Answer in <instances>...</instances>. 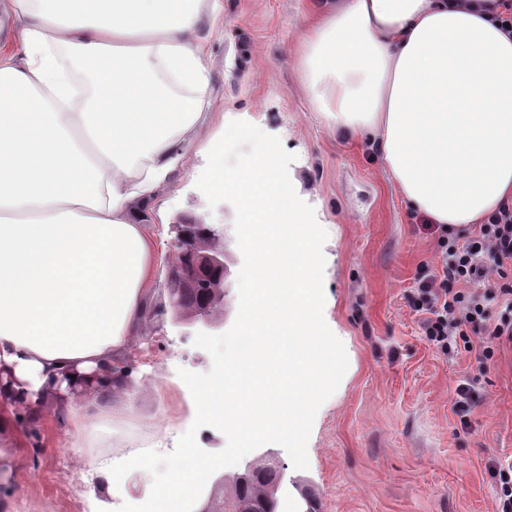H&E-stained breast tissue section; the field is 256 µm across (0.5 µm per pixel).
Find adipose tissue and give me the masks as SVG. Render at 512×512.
I'll return each instance as SVG.
<instances>
[{
  "label": "adipose tissue",
  "mask_w": 512,
  "mask_h": 512,
  "mask_svg": "<svg viewBox=\"0 0 512 512\" xmlns=\"http://www.w3.org/2000/svg\"><path fill=\"white\" fill-rule=\"evenodd\" d=\"M500 0H319L297 66L327 124L365 134L410 208L481 223L512 202V34ZM222 0H0V466L15 410L59 392L72 443L101 419L69 389L143 315L140 205L207 118Z\"/></svg>",
  "instance_id": "adipose-tissue-1"
}]
</instances>
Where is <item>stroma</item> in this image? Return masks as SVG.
<instances>
[{"label":"stroma","mask_w":512,"mask_h":512,"mask_svg":"<svg viewBox=\"0 0 512 512\" xmlns=\"http://www.w3.org/2000/svg\"><path fill=\"white\" fill-rule=\"evenodd\" d=\"M223 4L222 32L209 46V120L184 146L169 187L141 208L158 251L146 308L169 303L172 225L223 229L231 270L240 271L235 210L226 202L209 207L196 182L216 134L231 121L278 136L295 156L289 176L300 184L299 197L328 234L324 318L349 361L316 414L308 469H295L279 450L282 488L292 500L310 497L317 512H495L485 465L512 460V344L500 346L483 372L479 351L445 356L427 343L408 297L417 266L435 256V240L367 139L332 133L313 111L296 63L313 0ZM194 339L190 328L146 317L112 359L126 387L98 396L106 414L161 421L141 448L170 452L190 421L192 396L179 372L212 367ZM464 377L477 383L463 421L452 394ZM55 407L45 397L37 417L17 421L20 456L0 480L1 496H14L25 512H117L123 503L148 499L151 476L142 469L105 494L96 468L104 453L116 458L119 450L99 433L72 447L53 419Z\"/></svg>","instance_id":"obj_1"}]
</instances>
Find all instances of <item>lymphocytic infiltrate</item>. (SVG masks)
<instances>
[{
    "label": "lymphocytic infiltrate",
    "instance_id": "1",
    "mask_svg": "<svg viewBox=\"0 0 512 512\" xmlns=\"http://www.w3.org/2000/svg\"><path fill=\"white\" fill-rule=\"evenodd\" d=\"M430 231L438 259L418 265L410 294L423 334L441 354L476 347L491 361L500 344H512V206L466 235L447 224Z\"/></svg>",
    "mask_w": 512,
    "mask_h": 512
}]
</instances>
